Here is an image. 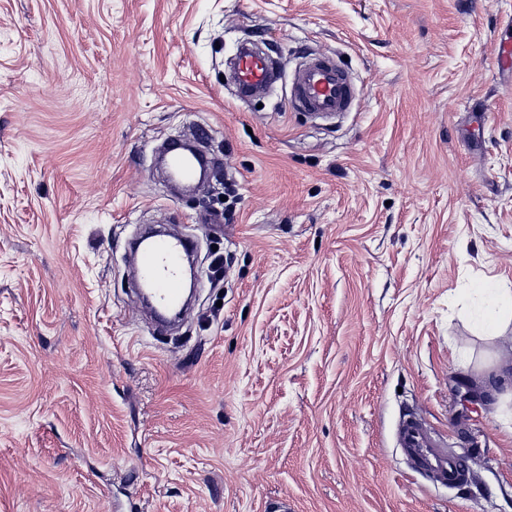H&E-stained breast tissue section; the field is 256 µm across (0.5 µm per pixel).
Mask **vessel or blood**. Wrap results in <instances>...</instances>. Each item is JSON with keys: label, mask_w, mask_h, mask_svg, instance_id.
Here are the masks:
<instances>
[{"label": "vessel or blood", "mask_w": 512, "mask_h": 512, "mask_svg": "<svg viewBox=\"0 0 512 512\" xmlns=\"http://www.w3.org/2000/svg\"><path fill=\"white\" fill-rule=\"evenodd\" d=\"M234 76L237 95L244 100L271 89L280 78L270 56L249 41L239 47ZM354 96L348 75L327 55L307 60L293 81V107L315 118H330L348 111ZM163 156L169 180L185 187L193 184L207 163L202 154H188L179 140L167 142ZM195 247L196 241L190 236L166 234L136 249V279L152 290L160 330L170 326L168 310L181 304L180 266L185 255ZM395 438L415 473L448 486L469 480L471 472L466 461L449 454L421 420L404 417L396 426Z\"/></svg>", "instance_id": "1"}]
</instances>
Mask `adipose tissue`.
<instances>
[{
    "instance_id": "adipose-tissue-1",
    "label": "adipose tissue",
    "mask_w": 512,
    "mask_h": 512,
    "mask_svg": "<svg viewBox=\"0 0 512 512\" xmlns=\"http://www.w3.org/2000/svg\"><path fill=\"white\" fill-rule=\"evenodd\" d=\"M512 304V289L500 285L479 290L475 311L487 339L498 345L494 361L483 375V384L490 395L512 383V336L505 335L503 323L507 305Z\"/></svg>"
}]
</instances>
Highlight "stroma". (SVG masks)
I'll use <instances>...</instances> for the list:
<instances>
[{
    "mask_svg": "<svg viewBox=\"0 0 512 512\" xmlns=\"http://www.w3.org/2000/svg\"><path fill=\"white\" fill-rule=\"evenodd\" d=\"M510 29L512 0H0V512H512V402L462 368L468 289L512 283ZM245 41L281 70L257 100ZM313 53L340 118L289 106ZM174 137L219 180L172 195ZM147 224L197 242L170 335ZM406 411L467 484L412 473ZM234 76L237 95L244 100L271 89L281 77L270 56L250 41L239 47L234 61Z\"/></svg>",
    "mask_w": 512,
    "mask_h": 512,
    "instance_id": "35a3bbf8",
    "label": "stroma"
}]
</instances>
